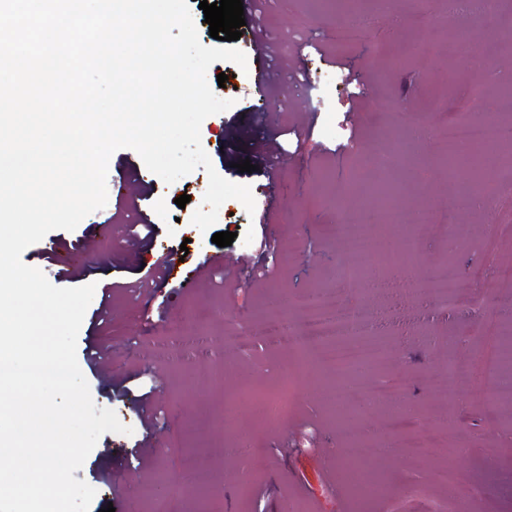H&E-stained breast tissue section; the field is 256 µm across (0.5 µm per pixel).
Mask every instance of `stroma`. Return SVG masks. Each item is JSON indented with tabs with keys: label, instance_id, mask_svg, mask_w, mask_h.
<instances>
[{
	"label": "stroma",
	"instance_id": "stroma-1",
	"mask_svg": "<svg viewBox=\"0 0 512 512\" xmlns=\"http://www.w3.org/2000/svg\"><path fill=\"white\" fill-rule=\"evenodd\" d=\"M370 13L368 29L342 39L337 12L322 0H267L259 18L279 46L295 78L265 88L257 63L247 70L228 61L213 63L209 83L226 74L216 94L230 109L207 117L201 144L224 178L250 186L254 212L235 199L224 202L213 231L190 222L202 207L206 172L165 184L136 151L123 148L110 158L108 174L130 177V195L109 192L104 208L87 215L75 230H53L45 242L75 249L83 266L59 278L40 245L22 254L58 287L94 284L95 293L78 335L77 359L97 407L113 410L130 434H103L76 479L96 495L89 512H512V399L488 401L481 387L449 382V358L474 361L481 342L478 321L454 316L434 319L423 332L388 339L390 353L368 365L344 389L338 415L327 411L328 396L314 367L294 350L267 348L264 330L271 297L290 302L315 280L332 281L348 251L336 224H357L365 196L376 184L374 154L386 139L415 140L413 157L395 186L404 208L429 209L434 224H414L421 250L410 272L429 304L425 283L431 271L452 263L477 305L495 306L512 297V282L491 277L512 266V233L500 231L506 188L494 187L486 207L460 211L453 200L468 176L439 162L443 135L461 116L498 111L497 83L512 81V48L495 34V23L449 15L440 0H359ZM404 61V71L393 64ZM359 76L362 96L351 78ZM351 151H343V144ZM248 161L255 172L242 173ZM363 171L350 186L347 169ZM190 195L185 207L175 203ZM129 224L154 227L152 251L129 249ZM468 237L456 250L448 238L458 225ZM230 231L232 245L212 243L213 232ZM188 246L185 267L223 254L205 287L185 290L172 280L143 287L148 266L161 253ZM290 252L288 265L279 255ZM274 268L265 278L258 266ZM190 329L209 339L195 363H173L157 348L172 333ZM247 331L255 338L245 354L224 342ZM106 357L88 364L89 345ZM224 365V386L207 379L213 359ZM393 388L391 399L367 403L368 395ZM152 391L154 422H145L136 398ZM284 395L287 408L268 419L264 403ZM366 430L375 454L370 466L388 481L378 494L356 488L353 466L341 463L347 433ZM181 435L191 456L167 452ZM210 469L221 474V491L198 500L171 503L166 494L142 501L139 489L179 475ZM451 479H442L443 470Z\"/></svg>",
	"mask_w": 512,
	"mask_h": 512
}]
</instances>
